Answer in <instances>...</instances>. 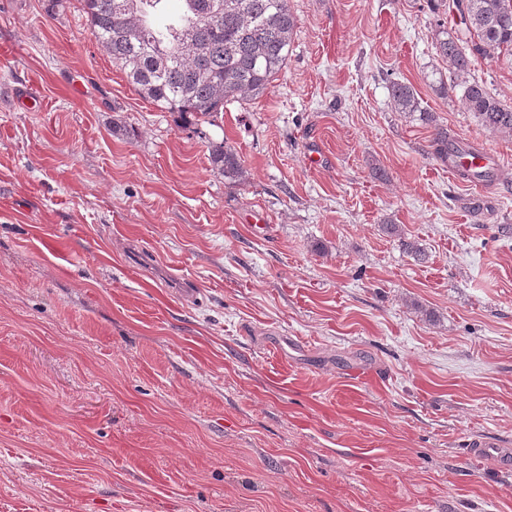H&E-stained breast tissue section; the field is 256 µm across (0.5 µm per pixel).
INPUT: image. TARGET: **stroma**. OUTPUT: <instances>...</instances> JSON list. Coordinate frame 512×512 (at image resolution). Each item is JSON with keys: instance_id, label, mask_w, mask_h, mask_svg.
<instances>
[{"instance_id": "stroma-1", "label": "stroma", "mask_w": 512, "mask_h": 512, "mask_svg": "<svg viewBox=\"0 0 512 512\" xmlns=\"http://www.w3.org/2000/svg\"><path fill=\"white\" fill-rule=\"evenodd\" d=\"M289 5L286 67L209 125L140 96L80 0H0V512H512L468 448H512V135L439 93L441 0ZM472 74L512 105V64ZM390 99L399 112H422L415 89L406 83L394 81L389 86ZM432 147L434 148L432 154L442 162L447 163L448 159L462 158L461 144L448 135L447 129L436 128ZM209 161L212 168L224 175L228 183H241L245 180L243 166L238 155L221 141H210L208 143Z\"/></svg>"}]
</instances>
